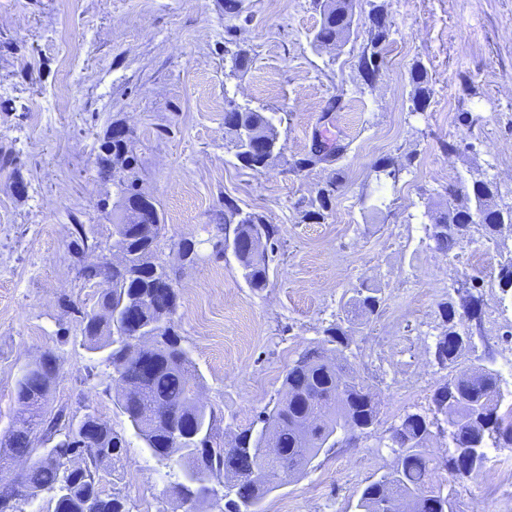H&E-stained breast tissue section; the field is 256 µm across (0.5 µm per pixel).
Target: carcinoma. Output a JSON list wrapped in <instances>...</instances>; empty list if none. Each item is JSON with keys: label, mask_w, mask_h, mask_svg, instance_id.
Listing matches in <instances>:
<instances>
[{"label": "carcinoma", "mask_w": 512, "mask_h": 512, "mask_svg": "<svg viewBox=\"0 0 512 512\" xmlns=\"http://www.w3.org/2000/svg\"><path fill=\"white\" fill-rule=\"evenodd\" d=\"M320 24L313 41L325 42L346 36L354 18L351 0H321ZM370 52L363 53L360 64L365 75L373 78L379 70L380 44L387 38L383 15L371 17ZM415 84L413 107H424L430 96L423 73H411ZM230 130L249 127L270 141L272 152L281 150L274 117L264 112H233L225 121ZM98 164L102 173L112 178L119 199L125 203L119 228L120 247L130 255L125 266L108 268L105 288L96 306L82 313L83 336L87 348L106 353L121 387L118 404L161 463L176 460L181 470L190 474L206 473L211 477L224 473L226 492L222 497L224 512H263V500L283 481L277 472L288 469V477L303 472L321 453H327L344 441L342 430L366 432L378 421V408L372 395L356 381L348 362H341L317 345L305 349L288 367L284 377L283 397L270 411H264L258 422L239 429L229 448L212 444L215 417L206 407L193 403L199 388L195 366L181 347L180 335L172 316L177 307L178 292L160 289L156 284L174 279L175 272L158 256L163 219L154 198L143 192L134 178L138 164L133 138L116 139L106 131ZM499 190L490 181L472 186L475 210L483 214L481 224L489 233L501 224H512V208L502 209L494 203ZM468 211L448 207L430 214V238L436 249L447 252L460 244L469 226ZM234 225L232 244H227L228 225ZM218 226L224 231L214 244L216 255L224 256L232 249L249 286L261 290L269 282L266 248L276 228L265 223L258 214L245 212L234 204L225 206ZM128 304L141 305L150 329L147 347L130 342L121 333L114 313ZM379 306L375 292L360 294L355 307L365 315ZM479 299L467 290L458 291V303L443 307L445 321L450 322L457 309L477 318ZM448 327L441 334L435 356L441 366L454 365L457 374L440 386L434 396L435 413L444 416L447 427L439 419L418 412H408L392 428L395 437V462L380 479L367 484L359 497V512H379L377 505L393 490L415 496L413 512H457L453 490H444L432 480V474L444 467L453 481L473 475L464 470L469 450L477 448L487 456L489 448L512 447V409L501 411L509 394L500 386L497 374L483 370V365L463 364L464 345L456 344ZM153 363L151 372L142 369L143 358ZM56 359L44 353L26 365L16 385L18 405L15 427L0 436V461L14 456L36 455L29 417L48 414L47 397L56 378ZM95 428L93 435L80 440L77 450L84 466L73 471L57 458L31 465L22 475L26 497L49 494L48 512H129L126 501L118 495H105L97 480L99 468L120 454L122 439L104 421L88 420ZM270 425L277 433L278 451L272 452L259 433V425ZM175 429L197 433L188 447L169 444ZM448 432V456L432 457L428 443L434 432ZM198 490L188 481L178 482L173 495L183 504L196 499Z\"/></svg>", "instance_id": "1"}]
</instances>
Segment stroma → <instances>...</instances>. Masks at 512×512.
I'll return each mask as SVG.
<instances>
[{
    "label": "stroma",
    "mask_w": 512,
    "mask_h": 512,
    "mask_svg": "<svg viewBox=\"0 0 512 512\" xmlns=\"http://www.w3.org/2000/svg\"><path fill=\"white\" fill-rule=\"evenodd\" d=\"M0 0V435L16 423L21 369L52 353L49 402L66 420L93 414L124 440L100 487L130 512H184L172 495L177 466L152 456L117 404L113 370L89 350L74 307L101 291L81 266L112 252L116 188L96 161L113 121L135 138L140 188L164 217L161 257L195 242L173 316L213 410L218 446L272 408L299 353L338 324L342 354L367 385L378 422L271 492L266 512H359L363 487L395 461L391 429L408 412L433 414L454 374L434 347L442 307L472 288L481 329L469 359L512 388V292L498 272L512 260V225H470L449 252L429 236V210L470 207L471 184H497L512 206V0H353L342 43L316 46L318 0ZM389 35L380 68L359 67L369 15ZM249 58L238 69L239 53ZM430 98L414 110L411 72ZM236 107L274 116L281 155L262 171L241 166L224 129ZM334 147L311 161L316 142ZM393 161L397 179L379 178ZM23 181L25 194L14 190ZM336 190L325 220L307 216L320 189ZM263 217L277 234L269 284L249 287L233 255L213 240L225 201ZM380 306L352 318L358 291ZM458 512H512V487L470 477L456 484Z\"/></svg>",
    "instance_id": "35a3bbf8"
}]
</instances>
